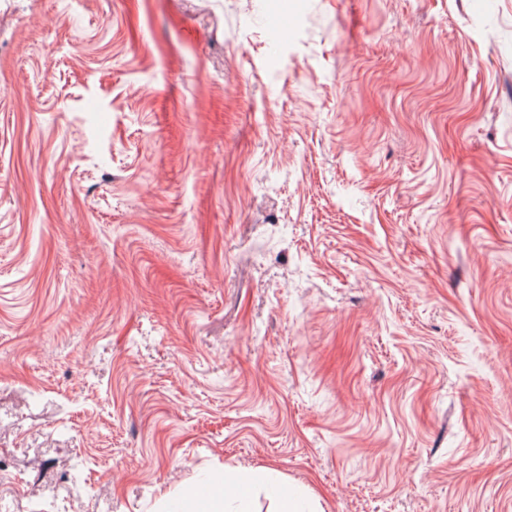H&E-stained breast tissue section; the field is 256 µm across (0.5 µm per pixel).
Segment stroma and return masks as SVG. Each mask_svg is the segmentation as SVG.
I'll return each instance as SVG.
<instances>
[{
  "instance_id": "stroma-1",
  "label": "stroma",
  "mask_w": 512,
  "mask_h": 512,
  "mask_svg": "<svg viewBox=\"0 0 512 512\" xmlns=\"http://www.w3.org/2000/svg\"><path fill=\"white\" fill-rule=\"evenodd\" d=\"M0 455V512H512V0H0Z\"/></svg>"
}]
</instances>
